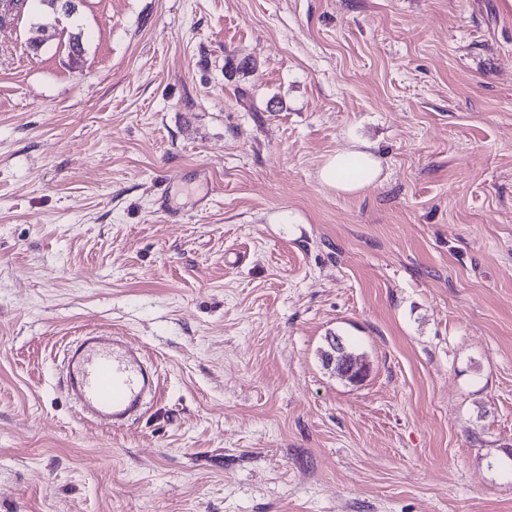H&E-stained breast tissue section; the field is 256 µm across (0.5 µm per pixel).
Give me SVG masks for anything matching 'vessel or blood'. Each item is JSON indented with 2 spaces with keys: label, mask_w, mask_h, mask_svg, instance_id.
<instances>
[{
  "label": "vessel or blood",
  "mask_w": 512,
  "mask_h": 512,
  "mask_svg": "<svg viewBox=\"0 0 512 512\" xmlns=\"http://www.w3.org/2000/svg\"><path fill=\"white\" fill-rule=\"evenodd\" d=\"M64 389L86 420L112 429L127 427L145 411L158 387L157 370L143 348L115 332H86L65 356Z\"/></svg>",
  "instance_id": "obj_1"
}]
</instances>
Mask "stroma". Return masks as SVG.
Masks as SVG:
<instances>
[{"instance_id": "obj_1", "label": "stroma", "mask_w": 512, "mask_h": 512, "mask_svg": "<svg viewBox=\"0 0 512 512\" xmlns=\"http://www.w3.org/2000/svg\"><path fill=\"white\" fill-rule=\"evenodd\" d=\"M6 5L0 512H512L507 0ZM101 329L161 374L117 431L59 386ZM19 9L28 8L33 14L40 13L43 19L64 13L68 16L76 14L79 0H13ZM350 158L362 159L366 163V171L370 176L367 181L356 180L352 171L358 170L361 173L358 161L351 159L348 168L345 162ZM380 165L376 156L366 150H349L343 153H337L329 157L323 164L320 177L323 183L342 193H353L362 189L365 185L373 182L380 174Z\"/></svg>"}]
</instances>
